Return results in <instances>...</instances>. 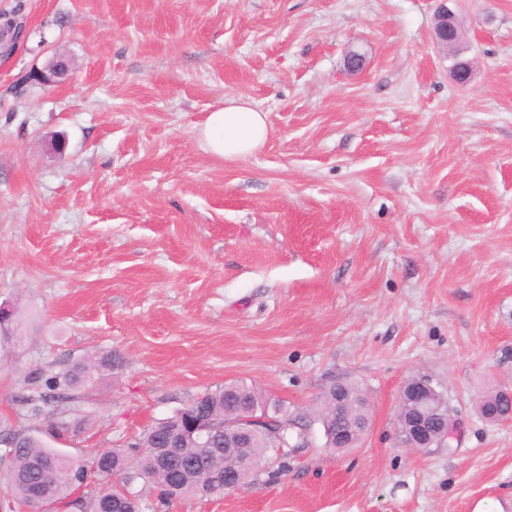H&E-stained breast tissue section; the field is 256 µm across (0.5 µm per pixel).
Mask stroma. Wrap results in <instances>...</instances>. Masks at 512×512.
Listing matches in <instances>:
<instances>
[{
	"label": "stroma",
	"instance_id": "35a3bbf8",
	"mask_svg": "<svg viewBox=\"0 0 512 512\" xmlns=\"http://www.w3.org/2000/svg\"><path fill=\"white\" fill-rule=\"evenodd\" d=\"M436 0H0V434L43 437L27 379L99 370L56 441L124 448L206 390L255 386L309 422L287 472L141 512H512V0H457L472 81L434 39ZM359 52V70L347 67ZM65 78L36 73L56 56ZM249 98L269 137L207 153L197 129ZM111 357V366L100 363ZM430 379L452 448L397 436ZM372 422L356 448L315 421L332 383ZM10 17L0 13V58H8L16 50L19 41L24 35L23 25Z\"/></svg>",
	"mask_w": 512,
	"mask_h": 512
}]
</instances>
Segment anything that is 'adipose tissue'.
Masks as SVG:
<instances>
[{"label":"adipose tissue","instance_id":"1","mask_svg":"<svg viewBox=\"0 0 512 512\" xmlns=\"http://www.w3.org/2000/svg\"><path fill=\"white\" fill-rule=\"evenodd\" d=\"M199 135L209 153L225 160L241 159L267 141V115L246 99H229L209 114Z\"/></svg>","mask_w":512,"mask_h":512}]
</instances>
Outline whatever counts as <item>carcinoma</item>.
I'll use <instances>...</instances> for the list:
<instances>
[{
    "label": "carcinoma",
    "mask_w": 512,
    "mask_h": 512,
    "mask_svg": "<svg viewBox=\"0 0 512 512\" xmlns=\"http://www.w3.org/2000/svg\"><path fill=\"white\" fill-rule=\"evenodd\" d=\"M96 363L77 362L59 376L35 388L30 400L43 406L59 407L74 401L72 391L90 381ZM235 393L227 395L224 387L209 390L197 396L173 416L149 425L129 446V450L94 449L81 460L69 457L58 448H52L39 438L21 435L13 448L0 454V466L5 468V479L10 487L9 502L13 506L27 507L38 485H49L53 503L78 512H139L140 492L132 484L140 479L144 488L160 490L161 504L175 498H218L224 495L223 470L238 467L240 461L248 463L243 478L247 479L267 464H277V469L287 468L286 434H277L276 428L261 425L240 446L233 437L222 433L211 439V446L200 448L184 436L186 421L193 415H203L215 425L224 424L232 407L276 417L285 414L281 402L271 401L258 388L238 383ZM348 396V403L336 412V389ZM322 410L318 421L325 435L345 428L353 434L355 443L362 442L371 422L370 405L362 391L354 384L333 382L321 397ZM112 480L97 492H85L74 497L75 492L88 486L91 474Z\"/></svg>",
    "instance_id": "obj_1"
}]
</instances>
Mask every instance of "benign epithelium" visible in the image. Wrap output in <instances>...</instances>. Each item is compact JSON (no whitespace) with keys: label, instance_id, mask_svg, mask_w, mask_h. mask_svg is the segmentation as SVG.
I'll list each match as a JSON object with an SVG mask.
<instances>
[{"label":"benign epithelium","instance_id":"1","mask_svg":"<svg viewBox=\"0 0 512 512\" xmlns=\"http://www.w3.org/2000/svg\"><path fill=\"white\" fill-rule=\"evenodd\" d=\"M438 6L434 15V34L436 44L448 47V43L455 40L458 35L457 15L451 4L455 0H437ZM24 35L23 25L9 21V17L0 13V58L11 56L16 50L19 41ZM454 80L461 86L471 82L473 75L472 62L467 59L456 61L452 69ZM437 391L427 381L414 379L403 386L398 399V437L408 448L427 450L432 447L434 433L439 429L448 431L453 436L457 426H448V420L440 409L425 408ZM273 425L275 420L263 417L242 418L236 420L240 425L239 439L246 440L258 423Z\"/></svg>","mask_w":512,"mask_h":512}]
</instances>
